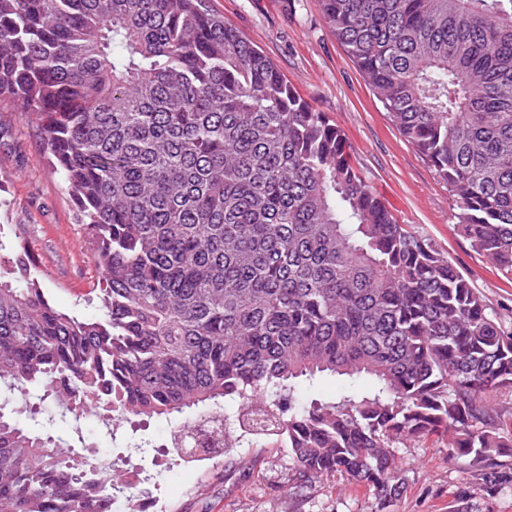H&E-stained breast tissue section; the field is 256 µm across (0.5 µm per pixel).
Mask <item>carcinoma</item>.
<instances>
[{"label":"carcinoma","mask_w":512,"mask_h":512,"mask_svg":"<svg viewBox=\"0 0 512 512\" xmlns=\"http://www.w3.org/2000/svg\"><path fill=\"white\" fill-rule=\"evenodd\" d=\"M462 235L512 280V0H323ZM35 117L94 246L98 309H57L0 264V386L73 417L224 405L285 443L298 492L336 473L389 502L394 452L448 438L512 488V332L397 223L341 130L210 0H0V97ZM349 380L337 402L296 380ZM0 403V512H113L114 467Z\"/></svg>","instance_id":"obj_1"}]
</instances>
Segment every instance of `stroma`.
Segmentation results:
<instances>
[{"mask_svg": "<svg viewBox=\"0 0 512 512\" xmlns=\"http://www.w3.org/2000/svg\"><path fill=\"white\" fill-rule=\"evenodd\" d=\"M225 22L268 56L301 96L342 131L353 166L398 223L429 238L483 294L512 330V282L473 250L456 227L455 207L430 164L400 134L356 64L333 34L322 0H212ZM25 247L32 272L51 303L82 318L97 316L102 286L91 245L34 120L0 99V257ZM185 415L124 423L100 437L95 423L76 435L53 400L41 405L39 427L62 446L116 461L138 478L137 493L154 512H456L457 492L470 487L469 512H512V489L480 491L468 459H449L446 444L408 440L396 450L407 490L382 503L366 488L336 475L308 496L296 493L289 451L255 439L223 459L186 462L164 445Z\"/></svg>", "mask_w": 512, "mask_h": 512, "instance_id": "1", "label": "stroma"}]
</instances>
